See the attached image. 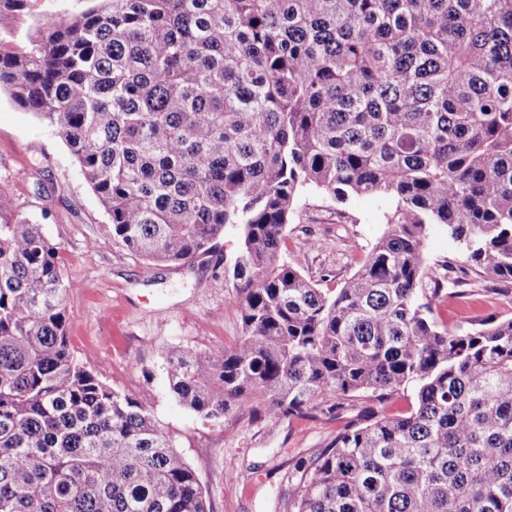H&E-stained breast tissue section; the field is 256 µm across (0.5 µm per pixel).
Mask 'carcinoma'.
I'll return each instance as SVG.
<instances>
[{
    "instance_id": "cac0c4a2",
    "label": "carcinoma",
    "mask_w": 512,
    "mask_h": 512,
    "mask_svg": "<svg viewBox=\"0 0 512 512\" xmlns=\"http://www.w3.org/2000/svg\"><path fill=\"white\" fill-rule=\"evenodd\" d=\"M96 2L0 39V92L138 256L185 265L239 226L242 335L169 349L171 396L215 423L366 405L297 467L291 512H512V317L445 324L425 255L439 225L512 281V0ZM307 191L392 202L339 288L281 260ZM61 253L1 186L0 512H211L150 411L76 359Z\"/></svg>"
}]
</instances>
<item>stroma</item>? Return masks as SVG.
<instances>
[{
  "mask_svg": "<svg viewBox=\"0 0 512 512\" xmlns=\"http://www.w3.org/2000/svg\"><path fill=\"white\" fill-rule=\"evenodd\" d=\"M89 0H28L0 21V35L34 31L51 18L77 14ZM0 186L17 212L41 224L62 248L61 270L70 343L79 360L109 387L129 391L171 435L195 471L212 512H288L296 484L288 474L314 460L337 424L324 417L270 424L230 412L220 423L180 406L166 380V351L190 346L212 353L241 334L239 299L230 269L239 238L226 227L211 253L173 267L151 262L112 238L109 217L56 132L0 93ZM387 200L357 196L338 203L302 195L287 228L282 258L321 288H337L365 262L386 228ZM318 247H310V240ZM430 270L447 272L456 295L442 307L452 326L477 316L512 317V282L484 280L461 263L456 245L432 227Z\"/></svg>",
  "mask_w": 512,
  "mask_h": 512,
  "instance_id": "1",
  "label": "stroma"
}]
</instances>
